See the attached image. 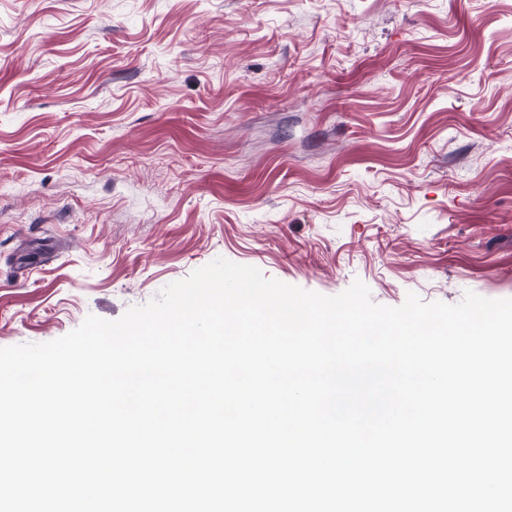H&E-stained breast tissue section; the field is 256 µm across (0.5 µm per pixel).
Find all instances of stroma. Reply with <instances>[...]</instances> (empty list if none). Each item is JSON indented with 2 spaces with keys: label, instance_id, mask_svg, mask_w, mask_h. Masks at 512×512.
Returning a JSON list of instances; mask_svg holds the SVG:
<instances>
[{
  "label": "stroma",
  "instance_id": "1",
  "mask_svg": "<svg viewBox=\"0 0 512 512\" xmlns=\"http://www.w3.org/2000/svg\"><path fill=\"white\" fill-rule=\"evenodd\" d=\"M219 257L512 298V0H0V347Z\"/></svg>",
  "mask_w": 512,
  "mask_h": 512
}]
</instances>
